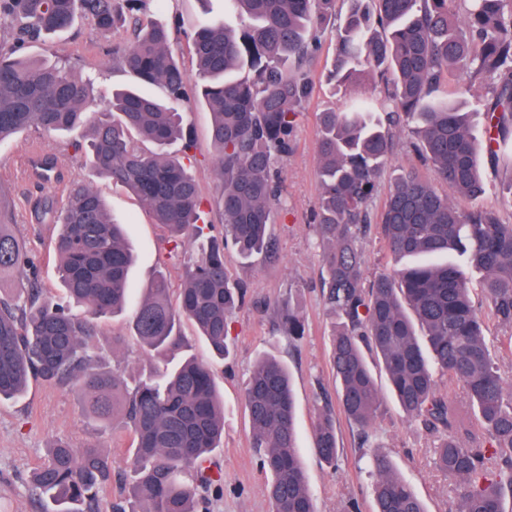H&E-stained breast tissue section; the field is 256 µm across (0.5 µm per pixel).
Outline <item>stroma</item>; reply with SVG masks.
Returning a JSON list of instances; mask_svg holds the SVG:
<instances>
[{"mask_svg":"<svg viewBox=\"0 0 512 512\" xmlns=\"http://www.w3.org/2000/svg\"><path fill=\"white\" fill-rule=\"evenodd\" d=\"M345 8L344 0H338L336 14L325 17L319 48L308 65L312 93L296 116L292 149L280 165L281 191L271 226L274 252L247 263L233 248L224 251L229 273L248 286L244 303L229 322L231 357L223 361L214 359L193 326L187 323L182 327L191 354L210 363L224 398V439L212 456L223 475L224 492L209 495L208 512H271L268 479L257 465L244 401L249 374L263 356L281 360L290 373L299 453L317 512H343L351 500L357 501L360 512H372L374 478L367 461L375 451L392 460L397 473L412 487L426 512H455L454 483L434 465L435 435L409 422L391 394L384 373L376 375L382 398L373 427L376 449L360 447L356 428L339 411L334 414L340 448L337 469L321 463L313 449L322 402L337 398L330 361L334 318L322 301L323 264L313 226L319 192L317 117L325 111L347 110L356 97L376 105L383 99L374 77L365 78L347 94L336 93L328 80L329 63L336 54V15ZM206 11L216 18L228 17L234 26L242 24L224 0H212L206 10L199 0H153L151 4L152 18L167 24L177 39L176 54L183 63L191 61L192 36L198 19ZM128 39L126 28L119 26L104 32L82 20L47 43L27 44L24 54L63 60L77 77L91 80L93 92L87 110L93 113L107 105L104 90L137 83L136 78L119 69L112 60L113 46ZM185 108V128L196 143L197 162L192 172L201 195L212 203L220 196L222 184L215 172L210 115L194 97L189 98ZM67 140V135L31 128L0 145V182L7 190L13 230L24 241L42 288L55 301H64L56 271L57 259L48 248L56 229L54 225L39 223L33 209L37 200L57 197L59 191L55 183L30 181L21 169L20 158L31 150L56 154L58 166L66 177L90 181L112 216L126 224L129 239L138 253L132 276L135 292L148 288L160 270L166 273L171 290H179L186 267L199 254L198 248L191 244L174 248L163 228L154 223L149 210L121 185L91 176L84 158L67 148ZM415 143L409 131L396 136L388 176L379 184L371 203L372 212H380L389 189V177L399 170L414 169L424 178L432 179L433 173L421 161ZM481 167L487 185L483 205L495 209L503 223L512 224V197L506 190L512 181V167L494 166L486 160ZM285 302L290 303L304 322L302 338L291 339L278 330L273 307ZM90 351L101 358L103 366L121 363L131 381L154 374L168 361L167 356L143 349L123 315L100 320L99 334ZM57 441L75 448L94 444L107 453L112 460L114 479L105 488L103 499L113 502L122 498L119 477L129 467L132 432L119 421L110 429L101 430L95 420L86 417L74 389L33 379L20 397L0 403V512H55L51 501L35 500L30 478L44 462L49 446Z\"/></svg>","mask_w":512,"mask_h":512,"instance_id":"stroma-1","label":"stroma"}]
</instances>
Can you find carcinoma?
I'll return each mask as SVG.
<instances>
[{"label": "carcinoma", "instance_id": "obj_1", "mask_svg": "<svg viewBox=\"0 0 512 512\" xmlns=\"http://www.w3.org/2000/svg\"><path fill=\"white\" fill-rule=\"evenodd\" d=\"M248 19L238 30L203 18L192 39L197 93L211 116L217 202L224 238H207L201 258L186 272L178 303L165 275L132 297L135 262L123 225L86 182H67L56 156L32 161L37 178L63 185L61 203L39 201L42 223L59 231L53 249L70 300L85 306L77 317L47 299L36 279L22 300L0 296V402L20 396L29 378L74 387L93 419H116L131 429L134 450L124 500L111 512H206L199 489L218 484L204 462L221 445L224 404L209 365L182 353L181 326L189 322L212 355H230L228 319L243 302L244 285L230 278L224 247L244 261L271 250L269 234L278 197L276 164L288 155L296 113L310 96L304 67L318 39L325 7L333 0H227ZM336 28L331 80L346 89L359 74L391 76L385 103L318 115L319 194L316 232L323 250L322 297L339 323L332 359L339 405L369 439L381 405L371 355L385 373L406 417L439 435L435 464L458 485L456 512H512V389L494 363L486 318L512 330V224L477 204L486 193L478 151L504 160L512 144V0H468L463 20L456 0H349ZM147 0H0V27L14 42L0 47V143L30 127L71 132L86 122L91 81L65 68L19 55L28 42L70 28L79 17L110 29L123 9H146ZM115 63L159 95L112 90L109 110L92 121L88 151L92 171L118 183L152 213L174 247L204 237L208 204L191 173L193 141L178 154L166 147L184 137L182 106L189 76L170 31L135 16L131 39L116 47ZM487 81L472 100L438 102L443 77ZM486 119L479 143L472 114ZM408 127L416 150L435 175L476 202L467 213L415 172L391 182L376 225L399 258L458 253L455 263L404 268L366 281L362 239L371 226L370 202L394 146ZM150 142L156 150L148 151ZM0 197V281L30 266L23 241L5 219ZM481 275L485 306L475 303L473 273ZM487 312H482V309ZM130 312L134 335L149 350L181 357L154 377L128 385L121 364L93 367L89 344L96 319ZM290 338L304 334L291 308L275 309ZM458 384L476 423L457 397L437 388L436 376ZM245 403L252 446L269 476L272 512H316L297 450L295 404L287 369L264 357L249 378ZM314 448L330 467L338 442L330 404L320 409ZM374 512H425L412 488L382 454L370 458ZM112 480V462L94 447L57 442L32 478L34 495L58 512H100L101 493Z\"/></svg>", "mask_w": 512, "mask_h": 512}]
</instances>
